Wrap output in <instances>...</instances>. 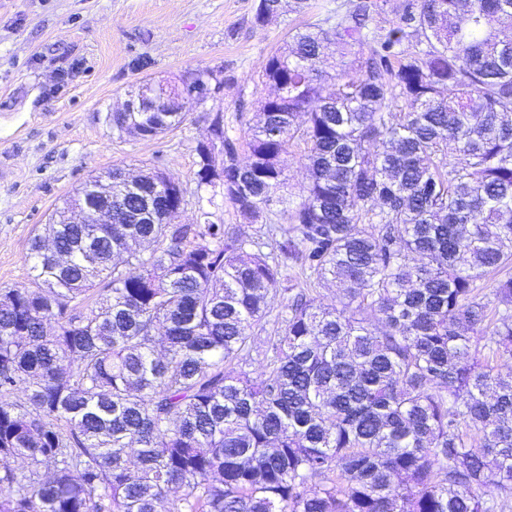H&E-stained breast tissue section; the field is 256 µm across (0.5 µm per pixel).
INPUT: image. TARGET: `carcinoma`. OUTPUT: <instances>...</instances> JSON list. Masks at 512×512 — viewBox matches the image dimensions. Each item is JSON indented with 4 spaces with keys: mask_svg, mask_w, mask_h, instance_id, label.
Listing matches in <instances>:
<instances>
[{
    "mask_svg": "<svg viewBox=\"0 0 512 512\" xmlns=\"http://www.w3.org/2000/svg\"><path fill=\"white\" fill-rule=\"evenodd\" d=\"M389 2L289 31L247 138L222 130L224 182L196 149L197 186L255 235L204 210L165 224L154 178L128 189L114 167L112 215L54 226L65 260L31 239L34 286L0 288V512H162L173 493L177 512L512 498V373L484 354L512 358V0H396L385 28ZM185 120L112 113L144 140ZM489 272L492 308L476 294ZM330 282L338 307L317 303Z\"/></svg>",
    "mask_w": 512,
    "mask_h": 512,
    "instance_id": "cac0c4a2",
    "label": "carcinoma"
}]
</instances>
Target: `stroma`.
Returning a JSON list of instances; mask_svg holds the SVG:
<instances>
[{"label": "stroma", "mask_w": 512, "mask_h": 512, "mask_svg": "<svg viewBox=\"0 0 512 512\" xmlns=\"http://www.w3.org/2000/svg\"><path fill=\"white\" fill-rule=\"evenodd\" d=\"M257 0H0V288L31 283L29 243L55 208L115 166L159 169L185 191L179 224L210 220L247 236L256 227L198 187L196 146L223 113L235 136L268 92L262 61L283 46L296 14L254 23ZM210 70L214 89L159 138L120 133L107 116L147 79Z\"/></svg>", "instance_id": "1"}]
</instances>
